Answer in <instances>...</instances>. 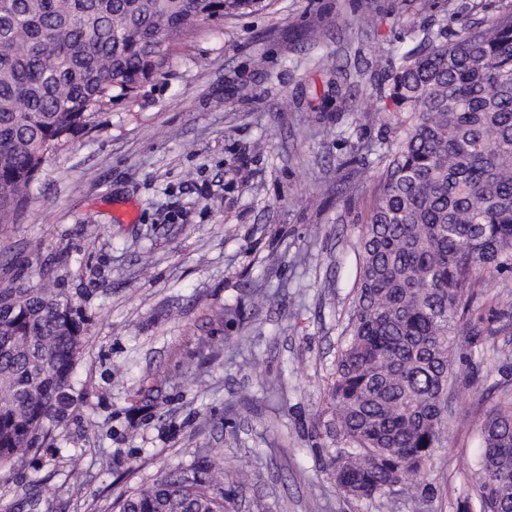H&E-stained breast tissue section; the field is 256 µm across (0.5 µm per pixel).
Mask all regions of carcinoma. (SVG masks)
Segmentation results:
<instances>
[{
  "label": "carcinoma",
  "mask_w": 512,
  "mask_h": 512,
  "mask_svg": "<svg viewBox=\"0 0 512 512\" xmlns=\"http://www.w3.org/2000/svg\"><path fill=\"white\" fill-rule=\"evenodd\" d=\"M265 0H0V226L24 213L44 156L133 95L200 21ZM416 47L384 60L376 86L395 139L356 169L373 184L353 312L325 395L336 487L399 492L448 433L451 354L476 284L512 271V9L473 27L415 18ZM24 40L27 55L13 53ZM0 464L38 450L75 404L87 330L49 288H0ZM479 512H512V391L480 428ZM226 474L202 456L116 502L117 512H236Z\"/></svg>",
  "instance_id": "cac0c4a2"
}]
</instances>
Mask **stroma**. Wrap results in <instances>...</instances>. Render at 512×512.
Wrapping results in <instances>:
<instances>
[{"label": "stroma", "instance_id": "35a3bbf8", "mask_svg": "<svg viewBox=\"0 0 512 512\" xmlns=\"http://www.w3.org/2000/svg\"><path fill=\"white\" fill-rule=\"evenodd\" d=\"M512 0H271L202 22L160 73L47 154L0 235L16 276L88 322L80 400L44 447L0 467V512H113L209 453L245 466L238 512H478L479 429L512 389V310L459 334L448 436L413 488L342 494L322 398L349 322L371 187L358 143L392 140L371 64L417 43L408 15L482 21ZM371 24H363V17Z\"/></svg>", "mask_w": 512, "mask_h": 512}]
</instances>
